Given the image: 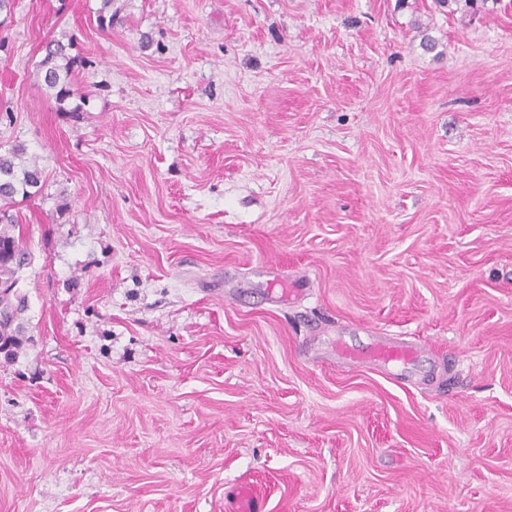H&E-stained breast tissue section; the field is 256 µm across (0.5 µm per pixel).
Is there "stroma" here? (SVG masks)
<instances>
[{
	"instance_id": "stroma-1",
	"label": "stroma",
	"mask_w": 512,
	"mask_h": 512,
	"mask_svg": "<svg viewBox=\"0 0 512 512\" xmlns=\"http://www.w3.org/2000/svg\"><path fill=\"white\" fill-rule=\"evenodd\" d=\"M99 6L0 22L44 179L0 512H512V0ZM64 32L81 112L35 78ZM371 336L425 353L338 356ZM336 350L341 358L350 362L369 361L385 366L411 362L417 354L418 347L412 343H396L385 336H374L371 346L366 350H353L344 344H338ZM229 510L232 512H261L265 511V502L248 485L242 484Z\"/></svg>"
}]
</instances>
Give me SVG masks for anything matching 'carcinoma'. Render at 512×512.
I'll return each mask as SVG.
<instances>
[{
    "label": "carcinoma",
    "instance_id": "cac0c4a2",
    "mask_svg": "<svg viewBox=\"0 0 512 512\" xmlns=\"http://www.w3.org/2000/svg\"><path fill=\"white\" fill-rule=\"evenodd\" d=\"M73 37L52 36L43 45L44 57L40 62V76L52 91L56 107L66 112H79L87 103L73 78L75 69L86 66V61L71 54ZM74 99L77 104L68 109L65 103ZM26 148L15 145L0 153V284L9 288L0 291V354L7 361L16 358L22 337L26 335L24 314L28 310L27 295L18 288L20 273L30 264V255L15 235V220L9 208L16 198L34 196L31 189L42 182V170L36 162L24 163Z\"/></svg>",
    "mask_w": 512,
    "mask_h": 512
}]
</instances>
